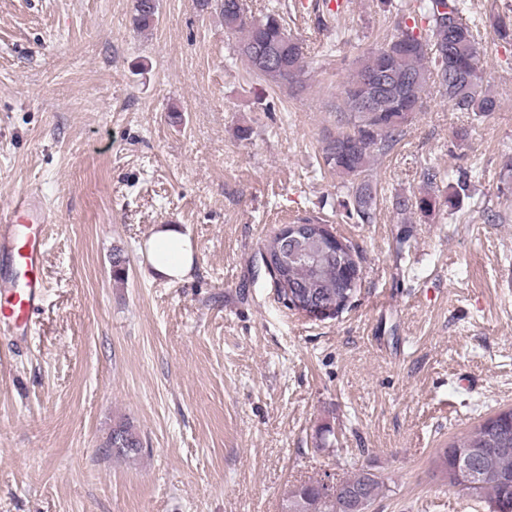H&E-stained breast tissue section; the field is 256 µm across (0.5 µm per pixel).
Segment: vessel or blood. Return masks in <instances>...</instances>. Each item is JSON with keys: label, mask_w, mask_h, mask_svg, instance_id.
<instances>
[{"label": "vessel or blood", "mask_w": 512, "mask_h": 512, "mask_svg": "<svg viewBox=\"0 0 512 512\" xmlns=\"http://www.w3.org/2000/svg\"><path fill=\"white\" fill-rule=\"evenodd\" d=\"M52 221L34 192L18 195L0 213V329L18 336L27 334L44 300L39 266L43 227Z\"/></svg>", "instance_id": "obj_1"}]
</instances>
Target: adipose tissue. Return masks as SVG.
Returning a JSON list of instances; mask_svg holds the SVG:
<instances>
[{
    "label": "adipose tissue",
    "instance_id": "ef3b65f1",
    "mask_svg": "<svg viewBox=\"0 0 512 512\" xmlns=\"http://www.w3.org/2000/svg\"><path fill=\"white\" fill-rule=\"evenodd\" d=\"M147 259L155 276L180 280L187 277L193 267L190 244L175 226L159 227L146 244Z\"/></svg>",
    "mask_w": 512,
    "mask_h": 512
}]
</instances>
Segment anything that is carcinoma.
<instances>
[{
	"mask_svg": "<svg viewBox=\"0 0 512 512\" xmlns=\"http://www.w3.org/2000/svg\"><path fill=\"white\" fill-rule=\"evenodd\" d=\"M466 0H410L394 3L381 0L390 14L392 32L384 46L367 53L349 71L341 97L334 106L336 133L325 137L322 160L325 166L349 178L348 191L354 215L370 224L375 219L376 189L368 178L375 154L390 150L421 110L428 85L438 88L441 97L457 112L490 113L500 107L495 94L485 85L481 55L483 28L466 15ZM204 12L219 10L224 29L240 35L237 54L253 74L268 86L296 92L307 77L308 44L288 32L285 18L271 10L261 16L248 12L243 0H195ZM158 0H133V25L139 30L154 26ZM273 53L277 65H264L258 52ZM394 72L407 80V90L380 96L368 112L358 110L366 96V81L377 73ZM445 176L430 166L424 171V187L414 201L395 197V208H411L431 214L442 206H455L467 190L469 175L458 174L448 182V193L440 194L438 182ZM288 254L287 292L280 295L288 303V294L301 293L334 299V311L348 308L357 292L355 275L362 269L360 252L347 241L341 255L327 238L321 244H309L286 251L279 235L263 246L262 262L279 254ZM102 448L108 454L132 457L142 449L136 428L128 421L112 426ZM454 448H486L496 476L469 494L486 504L488 512H512V408L501 409L486 417L470 434L452 441L441 455L448 466ZM349 491L372 505L385 488L381 476L360 470L345 481ZM322 480L304 484L285 499L283 512H347L336 509V501L322 492Z\"/></svg>",
	"mask_w": 512,
	"mask_h": 512,
	"instance_id": "1",
	"label": "carcinoma"
}]
</instances>
